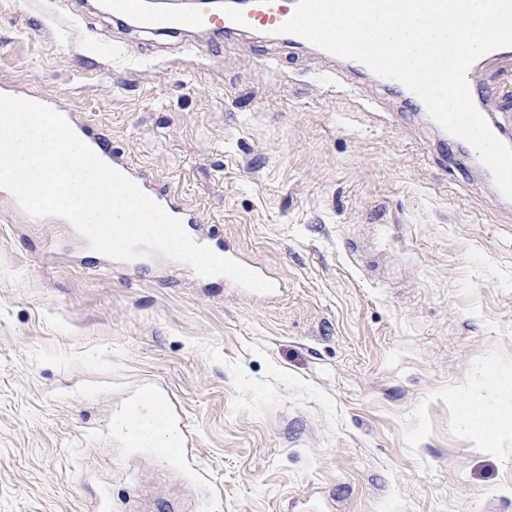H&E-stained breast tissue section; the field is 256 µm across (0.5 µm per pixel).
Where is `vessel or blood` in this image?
<instances>
[{"mask_svg":"<svg viewBox=\"0 0 512 512\" xmlns=\"http://www.w3.org/2000/svg\"><path fill=\"white\" fill-rule=\"evenodd\" d=\"M67 17L77 20L101 12L125 21L135 34L151 38H174L183 51L193 54L205 50L216 37H233L244 33L272 34L294 13L297 0H247L236 11L191 8L185 11L169 9L164 0L147 7L145 0H64ZM470 96L480 113L495 111L499 98L512 95V82L503 81L486 87L470 86ZM53 108L68 122L74 133L108 166L134 181L169 215L191 229V239L211 247L219 256L243 261L238 250L213 242L202 230L201 212L187 203L171 186L164 184L151 170L130 164L122 154L114 152L102 134L94 130L86 117L70 100L54 103Z\"/></svg>","mask_w":512,"mask_h":512,"instance_id":"b4317fda","label":"vessel or blood"}]
</instances>
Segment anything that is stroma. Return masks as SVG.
Returning a JSON list of instances; mask_svg holds the SVG:
<instances>
[{
    "mask_svg": "<svg viewBox=\"0 0 512 512\" xmlns=\"http://www.w3.org/2000/svg\"><path fill=\"white\" fill-rule=\"evenodd\" d=\"M0 83L78 104L269 304L0 204V512H512V205L425 113L266 35L189 57L0 0ZM174 402L165 458L116 432Z\"/></svg>",
    "mask_w": 512,
    "mask_h": 512,
    "instance_id": "stroma-1",
    "label": "stroma"
}]
</instances>
